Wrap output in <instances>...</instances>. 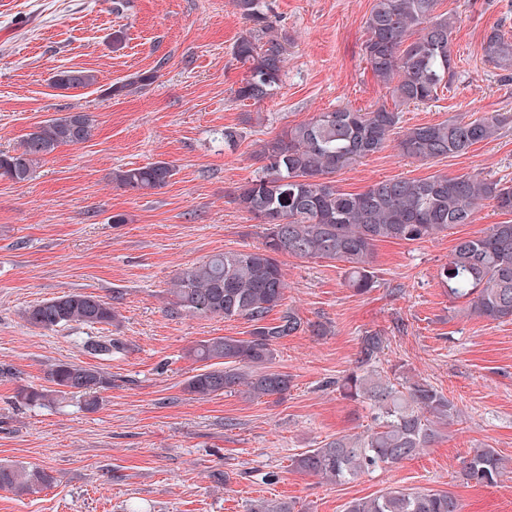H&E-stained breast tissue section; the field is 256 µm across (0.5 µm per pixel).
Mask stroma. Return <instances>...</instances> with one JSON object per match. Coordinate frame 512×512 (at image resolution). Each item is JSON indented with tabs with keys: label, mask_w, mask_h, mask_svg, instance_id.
<instances>
[{
	"label": "stroma",
	"mask_w": 512,
	"mask_h": 512,
	"mask_svg": "<svg viewBox=\"0 0 512 512\" xmlns=\"http://www.w3.org/2000/svg\"><path fill=\"white\" fill-rule=\"evenodd\" d=\"M269 2L293 43L277 94L254 104L234 96L246 75L232 55L244 27L234 0H127L117 12L111 0H0V152L59 113L87 112L97 125L92 140L58 147L31 179L0 178V464L54 477L30 495L0 489V512H249L261 498L293 502L295 512H345L353 499L390 490H445L463 512H512V476L494 487L458 476L471 449L512 458V320L468 315L437 279L456 236L506 221L493 207L454 236L378 243L375 286L363 295L348 288L342 263L283 257L285 305L331 328L278 344L272 369L290 375L288 393L202 399L184 389L203 367L192 347L248 337L250 325L170 314L167 290L210 255L260 244L232 194L255 175L261 144L320 112L394 106L363 55L373 0ZM438 10L455 19V80L438 100L404 109L403 127L512 115V81L481 51L492 27L512 31V0H439ZM71 68L94 71L96 84L52 88L53 73ZM150 70L157 77L140 93L108 94L111 83ZM227 126L244 129L231 149L218 138ZM158 160L175 170L159 190L136 194L112 181L115 170ZM438 174L512 182V122L468 154L428 162L404 157L392 140L334 179L356 193L380 179ZM116 214L125 223H113ZM72 292L115 299V320L52 331L23 320L29 307ZM373 330L386 338L380 369L428 378L457 418L395 467L343 484L297 472L292 459L304 449L372 427L369 406L344 399L334 382ZM91 336L121 339L124 349L91 355L83 347ZM60 361L111 377L96 410L72 395L19 403L20 389L48 387L47 370Z\"/></svg>",
	"instance_id": "35a3bbf8"
}]
</instances>
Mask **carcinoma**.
<instances>
[{"label":"carcinoma","instance_id":"obj_1","mask_svg":"<svg viewBox=\"0 0 512 512\" xmlns=\"http://www.w3.org/2000/svg\"><path fill=\"white\" fill-rule=\"evenodd\" d=\"M438 0H374L366 19L365 59L395 102L368 112L349 107L320 112L309 121L288 126L260 151L257 175L238 186L232 202L262 226L260 246L224 251L178 273L168 289V308L176 315L244 319L252 330L247 338L218 336L201 341L190 356L206 363L189 377L185 390L206 397L240 389L250 397H281L291 379L267 370L280 340L300 331L327 334L322 323L305 322L284 306L288 284L280 257L324 258L343 263L348 287L358 294L375 284L374 250L381 241L415 242L445 236L472 224L479 208L489 204L512 213V185L478 175H433L421 179H388L360 193L336 187L332 175L373 155L396 131L405 157L419 161L460 156L492 139L509 117H459L402 129L403 105L438 99L456 74L452 47L455 21L437 12ZM246 23L232 46L234 59L248 76L234 90L240 101L255 104L272 97L281 82L291 37L279 29L267 0H235ZM485 62L512 80V35L497 26L483 38ZM156 72L138 73L108 88L109 95L126 96L154 82ZM97 76L88 69L61 70L53 85L61 90L88 88ZM95 120L85 112H66L34 126L20 149L0 152V176L28 180L34 166L58 147L91 140ZM174 176L166 161L119 169L112 181L121 189L144 192L165 186ZM452 301L465 300L471 314L491 320L512 319V223L492 224L478 235L459 237L437 273ZM276 321H268L274 310ZM24 320L45 330L71 324H110L112 303L93 294L72 292L44 300L23 313ZM386 337L368 331L360 338L355 366L336 381L350 399L369 405L374 426L366 434H345L308 448L292 459L294 468L329 482L342 483L365 473L400 464L430 447L458 414L454 401L423 377L391 381L375 370ZM88 352L117 354L110 336L90 338ZM52 387L22 389L26 405H43L59 396L80 393L94 410L100 392L112 387L101 372L71 362L50 366ZM512 469L495 448H473L461 461L467 484L494 486ZM54 477L40 468L0 464V489L18 496L36 493ZM459 500L447 491L384 494L354 499L346 512H461ZM251 512H295L288 501L260 499Z\"/></svg>","mask_w":512,"mask_h":512}]
</instances>
